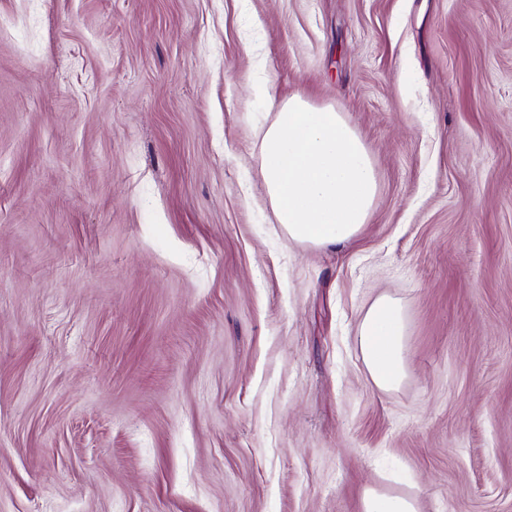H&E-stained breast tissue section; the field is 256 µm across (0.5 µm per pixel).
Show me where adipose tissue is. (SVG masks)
<instances>
[{
    "instance_id": "adipose-tissue-1",
    "label": "adipose tissue",
    "mask_w": 512,
    "mask_h": 512,
    "mask_svg": "<svg viewBox=\"0 0 512 512\" xmlns=\"http://www.w3.org/2000/svg\"><path fill=\"white\" fill-rule=\"evenodd\" d=\"M264 95L274 118L260 140V177L278 224L289 240L327 247L355 237L378 190L369 150L343 113L301 97ZM405 315L393 298L376 297L359 325L364 361L376 387L405 378Z\"/></svg>"
}]
</instances>
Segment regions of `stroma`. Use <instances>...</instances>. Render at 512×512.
Here are the masks:
<instances>
[{"instance_id":"obj_1","label":"stroma","mask_w":512,"mask_h":512,"mask_svg":"<svg viewBox=\"0 0 512 512\" xmlns=\"http://www.w3.org/2000/svg\"><path fill=\"white\" fill-rule=\"evenodd\" d=\"M378 190L289 242L263 95ZM402 307L406 377L358 326ZM512 512V0H0V512ZM406 327L400 305L386 294L371 302L360 322L359 340L364 361L379 389H394L405 378L403 340ZM363 512H420L416 502L406 496L368 488L363 497Z\"/></svg>"}]
</instances>
